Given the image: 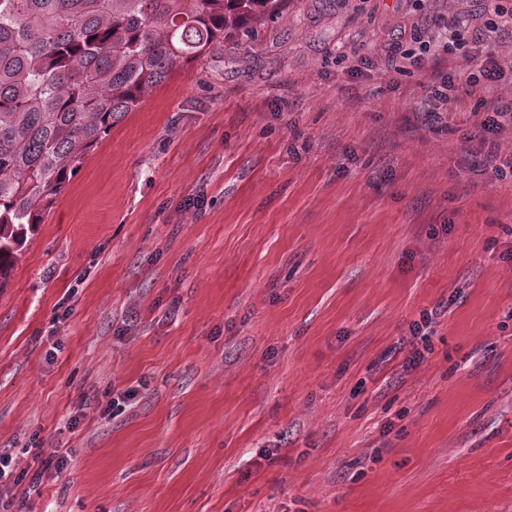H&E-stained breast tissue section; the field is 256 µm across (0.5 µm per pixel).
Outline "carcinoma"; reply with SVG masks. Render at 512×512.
Here are the masks:
<instances>
[{"instance_id":"obj_1","label":"carcinoma","mask_w":512,"mask_h":512,"mask_svg":"<svg viewBox=\"0 0 512 512\" xmlns=\"http://www.w3.org/2000/svg\"><path fill=\"white\" fill-rule=\"evenodd\" d=\"M285 0H0V288L90 149Z\"/></svg>"}]
</instances>
